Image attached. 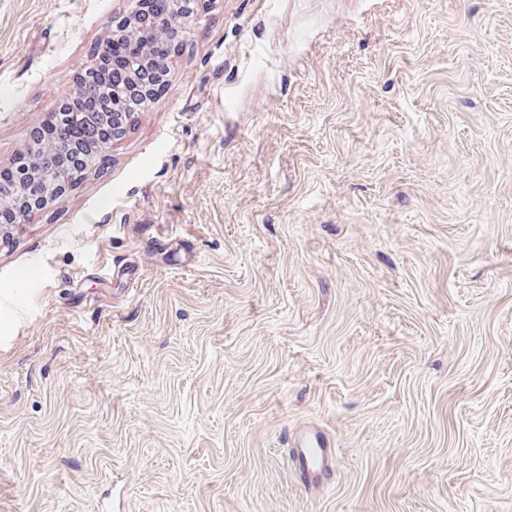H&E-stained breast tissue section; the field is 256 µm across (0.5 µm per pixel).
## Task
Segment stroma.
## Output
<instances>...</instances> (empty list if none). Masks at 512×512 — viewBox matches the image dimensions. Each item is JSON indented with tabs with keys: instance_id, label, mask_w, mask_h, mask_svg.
<instances>
[{
	"instance_id": "35a3bbf8",
	"label": "stroma",
	"mask_w": 512,
	"mask_h": 512,
	"mask_svg": "<svg viewBox=\"0 0 512 512\" xmlns=\"http://www.w3.org/2000/svg\"><path fill=\"white\" fill-rule=\"evenodd\" d=\"M130 4L0 0V169ZM199 8L0 245V512H512V0ZM290 448L289 456L295 469L305 472L313 484L322 483L331 474L336 448L321 431L308 429L296 433Z\"/></svg>"
}]
</instances>
